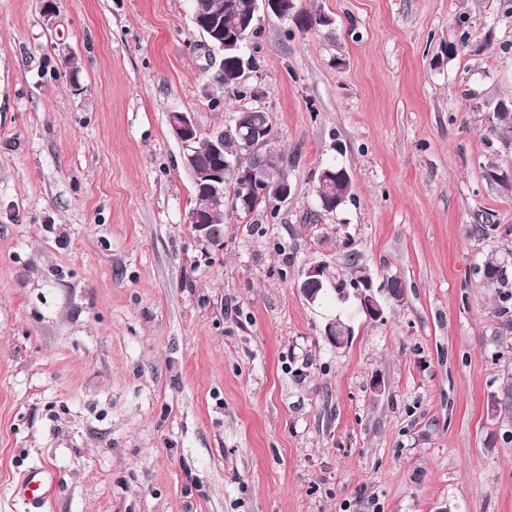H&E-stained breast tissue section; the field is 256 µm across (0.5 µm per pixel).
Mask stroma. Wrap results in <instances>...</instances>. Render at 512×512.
Returning <instances> with one entry per match:
<instances>
[{
	"label": "stroma",
	"instance_id": "35a3bbf8",
	"mask_svg": "<svg viewBox=\"0 0 512 512\" xmlns=\"http://www.w3.org/2000/svg\"><path fill=\"white\" fill-rule=\"evenodd\" d=\"M54 1L0 0V512L35 465L45 512H512V5L297 0L208 95L192 0ZM254 107L293 193L205 244L168 116ZM351 249L383 321L295 288ZM507 267L497 258H488L483 265V280L486 286L502 288L508 284Z\"/></svg>",
	"mask_w": 512,
	"mask_h": 512
}]
</instances>
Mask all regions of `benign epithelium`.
I'll list each match as a JSON object with an SVG mask.
<instances>
[{"instance_id":"obj_1","label":"benign epithelium","mask_w":512,"mask_h":512,"mask_svg":"<svg viewBox=\"0 0 512 512\" xmlns=\"http://www.w3.org/2000/svg\"><path fill=\"white\" fill-rule=\"evenodd\" d=\"M272 13L281 19H287L301 29L306 26V21L294 2L284 5L283 0H252L251 17H258L259 13ZM193 22L203 37V46L209 54L224 57V52L234 50L241 52L243 42L246 39L244 30L240 29L233 34L224 36L208 29L194 16ZM171 133L182 148V157L185 167L191 172L193 180L198 186L205 188L208 195V204L212 209L224 207V178L230 176L240 190L250 196L257 192L267 195L278 202H285L291 195V187L288 184L275 183L249 161V156L269 145L275 138L272 123L256 125L253 123V113L237 112L232 116L231 125L235 132L244 141L246 152L234 156L224 155V139L216 138L214 151L220 159V163L206 168H199L195 164L192 143L196 141L199 132L197 123L188 112H173L169 117ZM188 223L195 231L197 237L205 242L215 239L214 225L208 223L207 211L193 208L189 212ZM329 264L319 261L310 264L302 272V280L299 292L303 298L312 303L317 293L324 288L325 281L329 280ZM355 280V295L359 301L360 310L366 319L378 322L384 319V303L380 290L373 288V278L366 265L361 264L353 274Z\"/></svg>"}]
</instances>
